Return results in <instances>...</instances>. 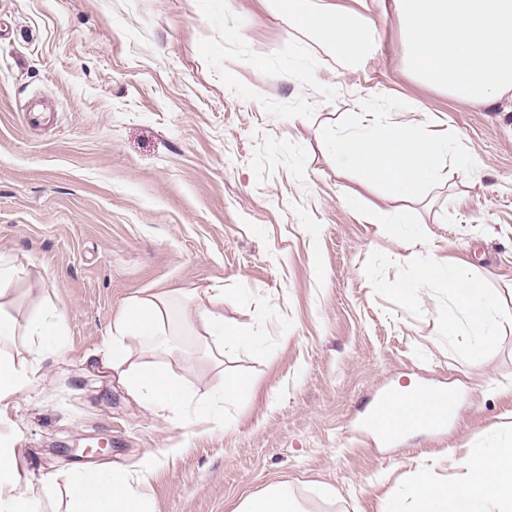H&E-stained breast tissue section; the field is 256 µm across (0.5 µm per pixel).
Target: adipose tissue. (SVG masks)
Instances as JSON below:
<instances>
[{
  "instance_id": "ef3b65f1",
  "label": "adipose tissue",
  "mask_w": 512,
  "mask_h": 512,
  "mask_svg": "<svg viewBox=\"0 0 512 512\" xmlns=\"http://www.w3.org/2000/svg\"><path fill=\"white\" fill-rule=\"evenodd\" d=\"M288 12L297 26L316 33L321 43L346 64L360 63L373 51V27L357 10L337 6L335 0H289ZM362 113L363 129L333 138L331 148L389 199L401 201L417 196L439 176L448 158H455L462 169L476 162L473 155L459 152L447 134L431 131L429 118L388 122L381 119L377 105L371 102L363 105ZM426 286L447 292L459 310V317L448 321L446 335L452 341L465 338L466 353L472 360H481L500 323L512 320V311L504 309L468 269L435 258L421 263L416 279L398 284L395 292L408 303ZM205 296V302L196 305L192 321L198 324L212 356L220 358L229 350L257 351L263 347V337L245 334L225 322L223 289H207ZM166 316L164 296L131 301L119 314L118 334L110 349L113 370L119 371L132 393L157 412L183 407L190 401L168 372L132 363L126 339L133 336L162 348ZM19 328L29 338L30 359L20 365L0 355V410L29 387L43 358L62 345L63 325L55 308L33 312L20 326L0 316V337L14 335ZM193 406L198 413L207 409L200 402ZM458 466L461 474L450 485L424 472L416 475L409 489L412 512H512V443L470 448ZM21 468L16 449L0 441V512H39L36 498L19 488ZM69 495L70 512H152L150 499L129 473L105 466L76 473ZM237 512L303 510L286 487L276 486L247 496Z\"/></svg>"
}]
</instances>
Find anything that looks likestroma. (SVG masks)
<instances>
[{
  "label": "stroma",
  "mask_w": 512,
  "mask_h": 512,
  "mask_svg": "<svg viewBox=\"0 0 512 512\" xmlns=\"http://www.w3.org/2000/svg\"><path fill=\"white\" fill-rule=\"evenodd\" d=\"M389 2L367 0L376 45L354 67L262 0H0V261L16 269L0 314L63 316L60 350L0 414L42 512H68L73 475L100 464L156 512H235L274 483L305 512H407L416 471L450 483L465 449L512 439V322L474 362L444 335L447 294L394 292L414 251L512 310V97L465 105L421 84ZM365 101L428 113L480 159L448 162L384 232L372 215L390 200L328 146ZM207 288L264 351L208 355L189 324ZM154 294L166 346L128 338L133 360L210 398L201 421L155 413L106 362L121 309ZM231 375L253 395L221 400ZM410 384L457 394L445 434L392 446L360 427Z\"/></svg>",
  "instance_id": "obj_1"
}]
</instances>
